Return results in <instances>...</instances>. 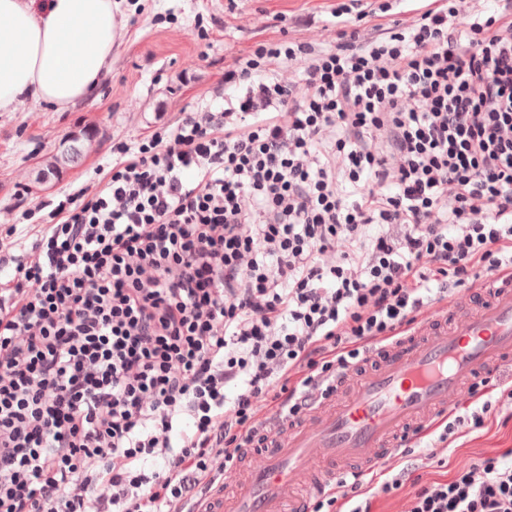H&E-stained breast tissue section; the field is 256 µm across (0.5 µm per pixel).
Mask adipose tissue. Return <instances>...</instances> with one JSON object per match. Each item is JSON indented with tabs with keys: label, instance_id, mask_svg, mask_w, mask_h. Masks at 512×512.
<instances>
[{
	"label": "adipose tissue",
	"instance_id": "ef3b65f1",
	"mask_svg": "<svg viewBox=\"0 0 512 512\" xmlns=\"http://www.w3.org/2000/svg\"><path fill=\"white\" fill-rule=\"evenodd\" d=\"M121 30L115 0H0V112L89 99L112 73Z\"/></svg>",
	"mask_w": 512,
	"mask_h": 512
}]
</instances>
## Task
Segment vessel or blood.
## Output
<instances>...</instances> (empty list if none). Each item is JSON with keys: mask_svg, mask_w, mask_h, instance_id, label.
<instances>
[{"mask_svg": "<svg viewBox=\"0 0 512 512\" xmlns=\"http://www.w3.org/2000/svg\"><path fill=\"white\" fill-rule=\"evenodd\" d=\"M509 365L512 287L485 290L478 303L463 294L365 363L340 370L334 395L225 471L214 512H299L312 492L366 480L402 455L406 428L432 430L461 409L475 377Z\"/></svg>", "mask_w": 512, "mask_h": 512, "instance_id": "b4317fda", "label": "vessel or blood"}]
</instances>
